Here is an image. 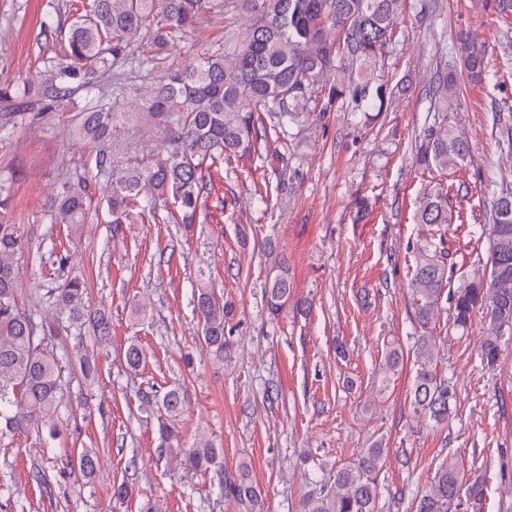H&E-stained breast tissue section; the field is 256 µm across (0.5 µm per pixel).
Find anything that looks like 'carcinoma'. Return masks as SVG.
<instances>
[{
    "label": "carcinoma",
    "instance_id": "1",
    "mask_svg": "<svg viewBox=\"0 0 512 512\" xmlns=\"http://www.w3.org/2000/svg\"><path fill=\"white\" fill-rule=\"evenodd\" d=\"M406 0H224L251 16L233 47L203 48L188 66H168L155 76L146 93H119L111 102L97 100L79 112L74 136L95 152L97 173L108 183L112 223L124 224L142 195L150 204L173 200L181 223L193 224L201 198L219 161L256 153L261 147L297 139L309 115L327 110L333 101L350 98L361 112L382 111L391 93L377 83V66L393 39ZM214 6V0H87L64 39L70 65L53 69L42 93L59 98L69 93L67 80L80 75L84 85L97 86L101 74H120L126 67L155 65L161 51ZM151 29V52L134 56L133 36ZM461 66L471 81L485 83L494 74L483 50L465 46ZM463 93L456 74L437 70L429 94L437 110L448 111ZM470 154L467 140L442 119L428 126L418 146L419 160L428 168L460 169ZM449 188L423 193L416 211L420 224H463L461 211L448 203ZM90 181L84 174L66 181L54 199L52 220L73 227L92 219ZM492 246L487 277L458 281L448 288L454 264L449 254L427 246L417 248L411 289L420 334L413 337L417 359L411 408L436 425L448 421L457 393L451 379L433 368L441 342L436 321L442 299L448 300V332L462 337L479 312L489 314L483 355L490 363L500 353L499 336L512 324V188L500 189L490 210ZM29 251L20 225L0 218V439L21 431L53 440L61 418L63 387L60 361L68 355L51 343L59 330L91 325L94 343L105 345L111 323L104 311L85 305L86 284L79 277L63 280L45 292L44 311H28L21 294L18 255ZM293 297L288 264L270 273L265 300L276 318ZM194 306L201 348L222 362L230 344L225 336L230 314L223 297L205 275L198 279ZM129 369L144 363L143 350L131 344L125 351ZM404 361L401 345L386 350L382 370L398 371ZM142 405L157 413L158 456L176 462L187 473H214L224 498L263 512V494L242 464L224 474V449L214 442L182 439L178 419L187 394L174 387L163 394H142ZM387 449L366 448L338 469L333 478L303 498L301 512H376L379 477ZM71 472L85 477L97 469L92 448L69 453ZM480 479L464 478L454 457L439 463L418 512H452L461 505L480 508L486 496Z\"/></svg>",
    "mask_w": 512,
    "mask_h": 512
}]
</instances>
